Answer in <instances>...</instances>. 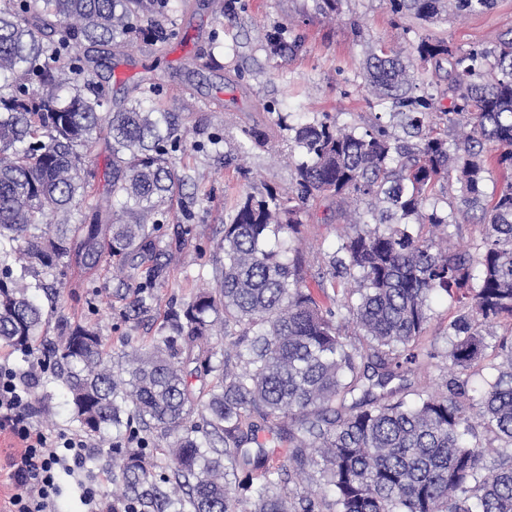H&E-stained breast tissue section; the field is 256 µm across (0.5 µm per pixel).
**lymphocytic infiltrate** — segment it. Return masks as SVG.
Instances as JSON below:
<instances>
[{"mask_svg":"<svg viewBox=\"0 0 512 512\" xmlns=\"http://www.w3.org/2000/svg\"><path fill=\"white\" fill-rule=\"evenodd\" d=\"M10 432L24 445L10 465L9 479L15 488L8 512H52L58 493V469L70 470L85 462L92 452L86 438L43 430L27 409L26 392L17 373L0 362V431Z\"/></svg>","mask_w":512,"mask_h":512,"instance_id":"1","label":"lymphocytic infiltrate"}]
</instances>
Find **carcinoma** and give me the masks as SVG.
<instances>
[{"instance_id": "1", "label": "carcinoma", "mask_w": 512, "mask_h": 512, "mask_svg": "<svg viewBox=\"0 0 512 512\" xmlns=\"http://www.w3.org/2000/svg\"><path fill=\"white\" fill-rule=\"evenodd\" d=\"M388 3L427 22L495 0ZM170 10V0L0 4V342L32 347L45 325L34 290L66 263L91 270L108 254L147 265L138 314L168 278L156 232L186 185L172 162L183 133L151 86L112 109L81 48L168 42ZM444 61L440 128L435 98L414 94L415 72ZM362 67L390 124L278 117L292 187L238 195L216 286L172 307L151 343L129 346L127 377L90 325L64 320L50 343L83 433L121 434L113 480L127 512H512V336L495 331L512 319V29L467 50L430 37L408 51L373 48ZM101 139L112 176L88 218L79 207L94 191L88 153ZM495 170L503 181L489 196ZM319 198L340 216L351 203L366 211L309 279L299 231ZM460 224L482 225L480 241L452 245ZM440 293L457 315L446 348L426 352L442 363L434 389L390 388L421 366ZM490 347L499 361L486 377L476 367ZM191 364L212 376L199 400ZM254 417L288 444L284 459L271 462ZM252 468L256 481L239 478Z\"/></svg>"}]
</instances>
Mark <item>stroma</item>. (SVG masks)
Returning a JSON list of instances; mask_svg holds the SVG:
<instances>
[{
  "mask_svg": "<svg viewBox=\"0 0 512 512\" xmlns=\"http://www.w3.org/2000/svg\"><path fill=\"white\" fill-rule=\"evenodd\" d=\"M173 2L177 39L144 43L132 51L103 46L98 52L103 84L114 104L136 97L139 85L151 84L187 133L175 162L188 181L157 233L159 260L169 265L171 274L155 288L149 312L139 315L132 305L143 268L128 265L119 271L107 260L92 273L67 266L57 269L51 281L57 294L43 301L49 314L44 338L34 342L32 354L16 351L9 359L18 371L32 372L30 411L34 422L47 430L80 431L48 359V342L58 336L62 320L95 325L113 362H120L128 341L157 336L172 304L212 287L216 243L233 195L246 189L291 187L293 171L284 160L288 134L278 126V114L294 122L303 114L326 113L340 127L367 126L376 114L361 77L369 47H408L429 36L466 49L493 44L512 28V0H497L483 14L426 25L393 15L386 0H340L332 22L316 11L314 0H236L221 17L214 14L213 0ZM278 30L300 37L296 53L272 54L267 36ZM250 129L261 131L265 144L251 150V173L245 177L238 172L234 155ZM214 136L220 139L216 150L208 144ZM335 209L323 200L303 219L300 238L309 274L324 267L344 229ZM116 440L112 428L92 437L95 451L81 471L59 472L56 512H86L82 486L92 480L102 494L115 493L116 486L105 473L112 468Z\"/></svg>",
  "mask_w": 512,
  "mask_h": 512,
  "instance_id": "1",
  "label": "stroma"
}]
</instances>
